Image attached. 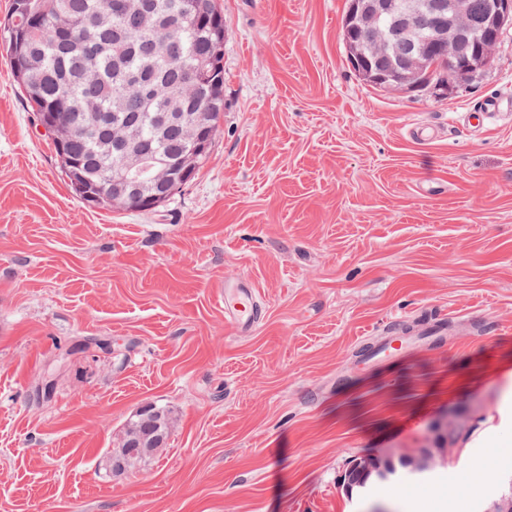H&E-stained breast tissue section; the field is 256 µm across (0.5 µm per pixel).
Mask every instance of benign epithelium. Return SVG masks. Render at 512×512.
I'll list each match as a JSON object with an SVG mask.
<instances>
[{"instance_id":"obj_1","label":"benign epithelium","mask_w":512,"mask_h":512,"mask_svg":"<svg viewBox=\"0 0 512 512\" xmlns=\"http://www.w3.org/2000/svg\"><path fill=\"white\" fill-rule=\"evenodd\" d=\"M394 14L405 24L407 55L386 73L364 71L362 75L379 88L409 89L426 71H441L447 80L487 66L493 59L497 34L512 26V0H486L485 26L490 36L482 38L474 34L466 0H448L446 4L441 0H355L349 30L358 29L368 38L347 39L353 60L389 55L390 44L378 31L383 20ZM175 122L183 139L199 149L206 147L210 132L199 113L180 112ZM134 123L135 118L128 115L112 124V156L121 172L112 179L109 194L114 207L133 204L150 210L178 192L187 178L158 156L152 142L129 134ZM145 186L153 193L143 197L139 191ZM381 469V462L369 457L352 465V470L365 477Z\"/></svg>"}]
</instances>
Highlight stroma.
Here are the masks:
<instances>
[{
	"mask_svg": "<svg viewBox=\"0 0 512 512\" xmlns=\"http://www.w3.org/2000/svg\"><path fill=\"white\" fill-rule=\"evenodd\" d=\"M216 5L224 114L151 212L82 204L0 46V512H488L512 491V425L472 441L512 373V27L471 77L394 90L349 64L348 0ZM238 277L266 307L245 335ZM427 320L447 336L409 342ZM91 337L111 354L66 355ZM154 403L164 448L106 473ZM369 454L394 475L348 488ZM264 309L251 280L238 278L224 282V320L240 332H251L263 319Z\"/></svg>",
	"mask_w": 512,
	"mask_h": 512,
	"instance_id": "35a3bbf8",
	"label": "stroma"
}]
</instances>
